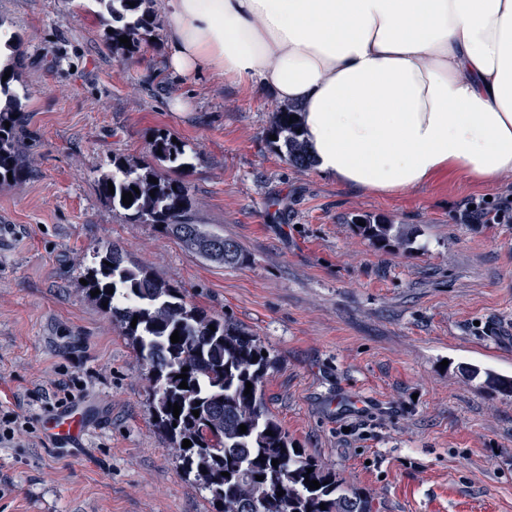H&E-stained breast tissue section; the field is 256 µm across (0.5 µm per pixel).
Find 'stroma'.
<instances>
[{
	"label": "stroma",
	"instance_id": "1",
	"mask_svg": "<svg viewBox=\"0 0 512 512\" xmlns=\"http://www.w3.org/2000/svg\"><path fill=\"white\" fill-rule=\"evenodd\" d=\"M0 28L22 36L34 134L29 178L0 187V407L34 428L0 444V512H216L153 425L147 365L81 284L112 243L260 337L277 359L267 408L374 512H512V396L458 370L512 375V348L482 339L487 319L512 318V223L462 218L512 195V175L350 189L267 144L271 94L167 72L162 35L120 61L97 0H0ZM176 97L189 111H170ZM158 132L186 145L195 222L244 265L205 262L100 199L112 156H146ZM357 213L416 226L414 251L374 248ZM67 401L95 410L75 448L41 428Z\"/></svg>",
	"mask_w": 512,
	"mask_h": 512
}]
</instances>
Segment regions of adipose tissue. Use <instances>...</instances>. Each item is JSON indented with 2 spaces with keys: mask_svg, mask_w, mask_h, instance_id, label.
<instances>
[{
  "mask_svg": "<svg viewBox=\"0 0 512 512\" xmlns=\"http://www.w3.org/2000/svg\"><path fill=\"white\" fill-rule=\"evenodd\" d=\"M179 76L301 106L317 170L391 194L512 174V0H162Z\"/></svg>",
  "mask_w": 512,
  "mask_h": 512,
  "instance_id": "obj_1",
  "label": "adipose tissue"
}]
</instances>
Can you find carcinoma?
I'll return each instance as SVG.
<instances>
[{"label": "carcinoma", "mask_w": 512, "mask_h": 512, "mask_svg": "<svg viewBox=\"0 0 512 512\" xmlns=\"http://www.w3.org/2000/svg\"><path fill=\"white\" fill-rule=\"evenodd\" d=\"M135 5H129V2ZM107 15L111 32L105 33L120 60L129 61L161 26L151 0H97ZM131 39V47L119 41ZM24 88L15 75L0 81V186L23 181L29 175L22 138L26 123ZM297 105L283 104L265 132V139L284 160L297 168H308L314 160L308 153ZM276 139H270V136ZM191 167L186 144H175L172 136L157 133L149 155L141 159L112 157V173L97 181L99 196L121 217L139 223L157 224L202 259L226 266L245 263L247 256L238 243L194 222L188 186L184 180ZM155 178L158 183L149 182ZM114 193H109L108 184ZM137 187L130 204L122 194ZM365 222L361 226L358 221ZM356 233L377 249L392 247L412 251L417 229L396 224L385 215L357 213L350 218ZM86 290H100L93 297L117 324L133 350L149 366L154 386L156 427L170 442L187 475H194L220 512H372V502L363 492L348 489L336 471L319 463L295 442L268 411L263 383L273 366L262 340L227 317L211 315L190 304L184 291L147 269L127 264L115 245L106 246L98 267L86 273ZM136 326H131L132 320ZM215 326L210 330L209 326ZM179 331L180 340L171 342ZM188 371H182V368ZM470 380L481 379L496 392L512 394V377L477 365L459 366ZM185 373L187 378L178 375ZM188 388H180L181 382ZM250 394H244L246 383ZM181 406L174 418L168 403ZM199 411L194 417L192 411ZM246 425L242 433L240 425ZM272 431V435L265 431ZM188 439L192 446L182 447ZM277 465H272V460ZM313 472H307V469ZM229 476L224 477L222 473ZM263 480H256V476ZM316 480L311 489L306 480ZM285 491L277 496L278 490ZM325 508H320V504Z\"/></svg>", "instance_id": "carcinoma-1"}]
</instances>
